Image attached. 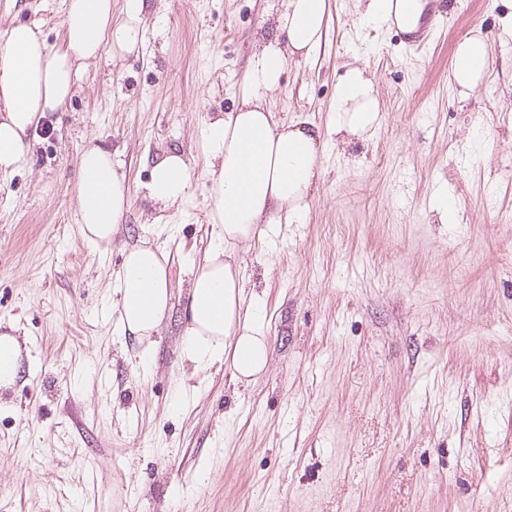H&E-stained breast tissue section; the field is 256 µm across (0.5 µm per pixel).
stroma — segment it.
<instances>
[{
	"label": "stroma",
	"mask_w": 512,
	"mask_h": 512,
	"mask_svg": "<svg viewBox=\"0 0 512 512\" xmlns=\"http://www.w3.org/2000/svg\"><path fill=\"white\" fill-rule=\"evenodd\" d=\"M141 54L91 61L69 106L31 130L29 166L0 175V334L21 342L0 390V512H512V0H428L433 45L330 0L325 41L289 64L269 104L329 143L304 223L240 249L263 295L271 363L250 384L186 356L176 325L124 335L114 279L125 246L168 257L175 311L213 243L200 145L231 111L283 0H147ZM64 0H0V33L61 39ZM491 70L452 82L467 36ZM368 66L381 103L367 135L336 132L338 80ZM100 146L130 192L111 245L77 222L75 170ZM187 196L144 186L162 152ZM458 203L454 222L440 194ZM191 174L183 153L162 154L154 163L146 184L147 197L158 206L168 207L187 196Z\"/></svg>",
	"instance_id": "1"
}]
</instances>
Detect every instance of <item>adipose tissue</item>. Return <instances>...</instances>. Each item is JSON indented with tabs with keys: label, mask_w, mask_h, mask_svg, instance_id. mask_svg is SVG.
<instances>
[{
	"label": "adipose tissue",
	"mask_w": 512,
	"mask_h": 512,
	"mask_svg": "<svg viewBox=\"0 0 512 512\" xmlns=\"http://www.w3.org/2000/svg\"><path fill=\"white\" fill-rule=\"evenodd\" d=\"M360 20L396 21L407 32L420 26L424 0H355ZM330 0H285L277 34L260 45L239 84L240 103L208 120L200 134L211 182L210 220L218 235L190 264L184 349L199 361L223 359L232 377L251 382L270 363L271 349L259 296H246L237 247L283 224L304 223L310 188L327 150L313 125L275 120L267 96L275 92L288 61L310 59L322 46ZM149 26L146 0H125L124 18L112 20V0H65L63 40L48 44L35 25L18 24L0 34V174L30 161L28 130L45 113L65 109L80 73L101 54L139 52ZM490 44L468 37L456 48L453 79L475 90L488 75ZM337 131L363 135L377 122L380 106L365 68L353 67L334 94ZM191 174L182 153L162 154L146 185L147 197L167 207L184 199ZM77 222L92 245L108 244L130 207L128 185L111 153L87 148L77 172ZM124 334L146 339L159 333L173 311L172 282L160 247L127 249L117 276Z\"/></svg>",
	"instance_id": "obj_1"
}]
</instances>
